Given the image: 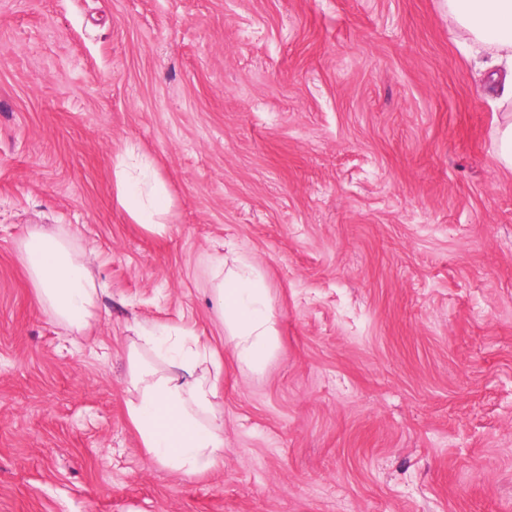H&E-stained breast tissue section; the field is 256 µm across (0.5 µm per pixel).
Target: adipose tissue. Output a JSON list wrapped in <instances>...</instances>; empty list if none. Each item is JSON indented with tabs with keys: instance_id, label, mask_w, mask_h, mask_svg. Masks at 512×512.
<instances>
[{
	"instance_id": "adipose-tissue-1",
	"label": "adipose tissue",
	"mask_w": 512,
	"mask_h": 512,
	"mask_svg": "<svg viewBox=\"0 0 512 512\" xmlns=\"http://www.w3.org/2000/svg\"><path fill=\"white\" fill-rule=\"evenodd\" d=\"M463 47L478 69L512 67V0H446ZM118 200L136 223L161 230L170 199L151 165L126 152L116 163ZM20 259L34 305L52 321L83 332L102 316L105 290L93 276L95 251L77 249L67 232L35 229ZM212 296L240 368L264 370L278 345L265 279L246 254L229 251L212 263ZM126 351L129 419L147 456L176 473L202 474L224 462V423L214 399L222 364L178 326H136Z\"/></svg>"
}]
</instances>
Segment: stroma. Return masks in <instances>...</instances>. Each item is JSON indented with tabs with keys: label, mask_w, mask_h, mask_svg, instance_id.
Masks as SVG:
<instances>
[{
	"label": "stroma",
	"mask_w": 512,
	"mask_h": 512,
	"mask_svg": "<svg viewBox=\"0 0 512 512\" xmlns=\"http://www.w3.org/2000/svg\"><path fill=\"white\" fill-rule=\"evenodd\" d=\"M445 0H0V512H512V169ZM133 146L172 198L118 204ZM107 283L37 312L28 231ZM234 246L279 345L241 370L210 296ZM223 363L224 463L175 474L127 414L133 323Z\"/></svg>",
	"instance_id": "1"
}]
</instances>
